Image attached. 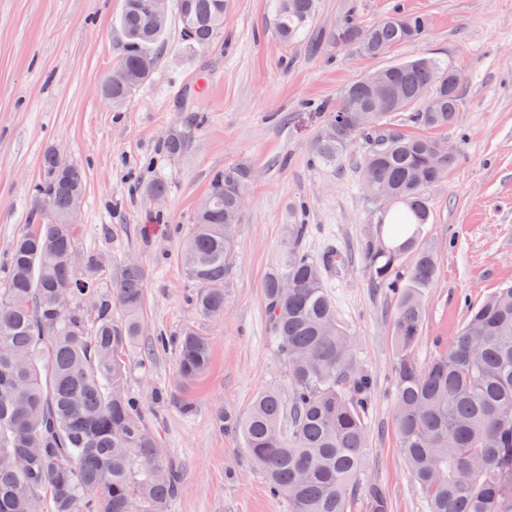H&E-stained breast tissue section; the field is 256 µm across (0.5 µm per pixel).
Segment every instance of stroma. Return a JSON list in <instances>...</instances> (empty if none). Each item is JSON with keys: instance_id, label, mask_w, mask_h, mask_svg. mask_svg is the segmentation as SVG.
<instances>
[{"instance_id": "obj_1", "label": "stroma", "mask_w": 512, "mask_h": 512, "mask_svg": "<svg viewBox=\"0 0 512 512\" xmlns=\"http://www.w3.org/2000/svg\"><path fill=\"white\" fill-rule=\"evenodd\" d=\"M397 5L427 16L421 42L372 59L337 41L345 19L369 26ZM123 7L124 0H0V274L10 241L31 220L42 153L55 147L86 174L80 249L113 264L137 261L145 272L130 387L179 470L168 512H287L270 498L242 437L217 417L244 413L263 389L289 387L263 281L280 262L287 225L312 224L305 249L345 257L325 281L355 340L354 363L373 379L357 481L377 484L389 512H427L395 430L397 302L374 283L364 250L381 237L359 185L364 144L350 145L333 168L310 165L309 149L328 123L321 105H335L348 83L385 64L436 56L461 74L459 121L438 134L454 161L446 182L427 192L423 238L438 276L424 291L415 357L428 363L458 331L467 305L512 285V0H320L306 35L289 44L273 33L270 0H226L224 28L204 50L187 48L170 25L150 82L116 109L101 85L118 53ZM200 81L197 135L182 157L166 158L161 144L181 117V94ZM243 159L256 176L237 226L236 268L223 318L203 322L188 300L183 236L211 175ZM156 171L169 185L159 200L138 188ZM195 323L211 339L212 362L184 387L175 352L147 348L153 336Z\"/></svg>"}]
</instances>
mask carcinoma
<instances>
[{"mask_svg":"<svg viewBox=\"0 0 512 512\" xmlns=\"http://www.w3.org/2000/svg\"><path fill=\"white\" fill-rule=\"evenodd\" d=\"M319 0H272V25L282 42L301 39ZM179 36L190 49L212 44L224 28V0H178ZM426 15L397 8L362 27L347 19L336 40L369 58L426 33ZM115 67L126 79L104 82L114 107L129 103L153 73L155 49L169 15L151 0H125ZM403 97L387 112L413 107L425 129L458 122L461 76L448 61L415 57L381 68L345 89L329 124L313 141L309 161L334 165L358 139L368 148L361 187L377 220L412 233L399 245L369 239L373 280L397 295L395 428L407 467L427 512H512V285L467 306L448 347L421 368L415 349L423 328L422 300L438 273L421 237L429 223L426 192L448 176L452 158L434 156L438 138L369 125L373 84ZM198 116L186 106L175 133L163 141L169 158L194 140ZM254 178L241 161L215 171L209 207L196 210L181 261L190 301L206 320L224 315L226 285L237 252L236 227ZM86 176L48 147L41 158L33 213L36 224L8 247L0 277V512H166L179 475L140 401L128 387V353L141 334L144 272L137 263L99 279L101 256L78 249L73 206L84 202ZM310 224H291L281 261L263 282L273 340L288 365L290 393L271 387L242 414L218 416L242 436L271 497L288 512H347L363 462L372 379L353 364L354 340L340 324L324 281V260L301 248ZM412 256L407 276L402 258ZM173 347L178 382L201 378L212 361L210 338L195 326L157 336L152 352ZM368 512H389L384 492L367 486Z\"/></svg>","mask_w":512,"mask_h":512,"instance_id":"carcinoma-1","label":"carcinoma"}]
</instances>
